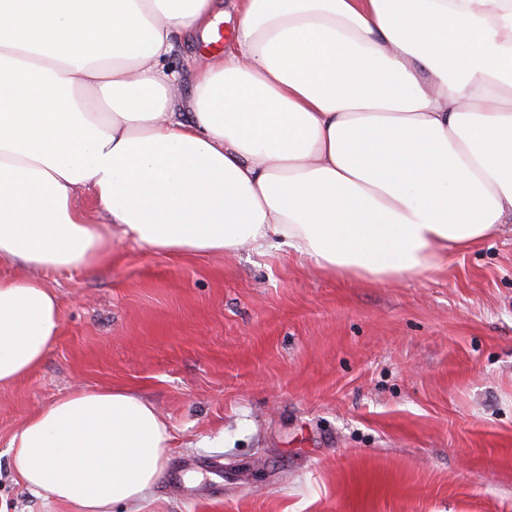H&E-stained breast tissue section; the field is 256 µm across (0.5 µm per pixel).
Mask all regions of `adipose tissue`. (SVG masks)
Wrapping results in <instances>:
<instances>
[{
	"label": "adipose tissue",
	"instance_id": "obj_1",
	"mask_svg": "<svg viewBox=\"0 0 512 512\" xmlns=\"http://www.w3.org/2000/svg\"><path fill=\"white\" fill-rule=\"evenodd\" d=\"M221 20L223 54L178 94L173 37ZM511 219L512 0H0V387L59 334L45 274L96 271L116 241L278 244L381 282ZM170 440L136 391L76 386L8 448L33 494L112 512Z\"/></svg>",
	"mask_w": 512,
	"mask_h": 512
}]
</instances>
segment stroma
<instances>
[{
  "instance_id": "obj_1",
  "label": "stroma",
  "mask_w": 512,
  "mask_h": 512,
  "mask_svg": "<svg viewBox=\"0 0 512 512\" xmlns=\"http://www.w3.org/2000/svg\"><path fill=\"white\" fill-rule=\"evenodd\" d=\"M61 332L0 388V501L33 495L8 442L74 384L127 386L171 435L138 512H512V232L442 271L347 280L272 247L171 258L115 243L52 272ZM215 459L223 481L174 466Z\"/></svg>"
}]
</instances>
